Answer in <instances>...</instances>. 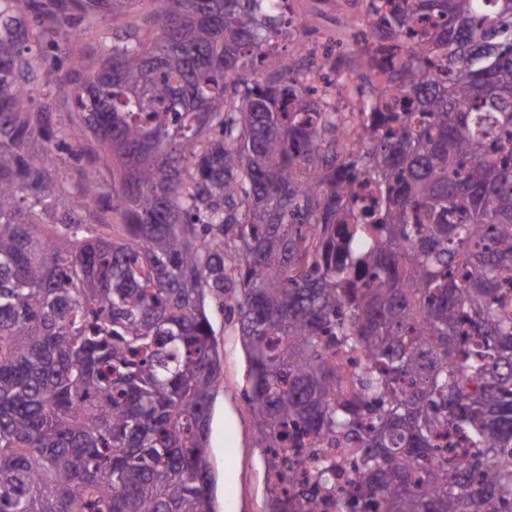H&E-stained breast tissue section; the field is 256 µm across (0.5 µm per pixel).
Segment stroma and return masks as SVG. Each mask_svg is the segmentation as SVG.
<instances>
[{
	"label": "stroma",
	"mask_w": 512,
	"mask_h": 512,
	"mask_svg": "<svg viewBox=\"0 0 512 512\" xmlns=\"http://www.w3.org/2000/svg\"><path fill=\"white\" fill-rule=\"evenodd\" d=\"M348 0H303L305 32L338 26ZM209 319L223 369L211 406L209 457L215 478L217 512H266L264 464L253 444L249 404L244 395L247 359L236 317L210 303Z\"/></svg>",
	"instance_id": "stroma-1"
}]
</instances>
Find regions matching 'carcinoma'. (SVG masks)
<instances>
[{
    "mask_svg": "<svg viewBox=\"0 0 512 512\" xmlns=\"http://www.w3.org/2000/svg\"><path fill=\"white\" fill-rule=\"evenodd\" d=\"M141 2L0 0V512H216L210 297L268 512H512V0H367L350 148L261 68L280 0H158L89 65L75 19Z\"/></svg>",
    "mask_w": 512,
    "mask_h": 512,
    "instance_id": "carcinoma-1",
    "label": "carcinoma"
}]
</instances>
